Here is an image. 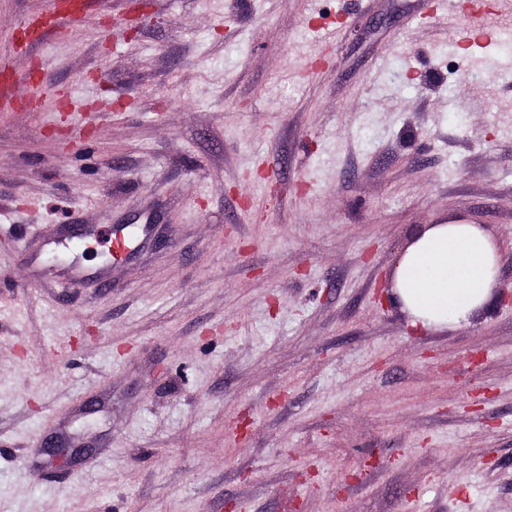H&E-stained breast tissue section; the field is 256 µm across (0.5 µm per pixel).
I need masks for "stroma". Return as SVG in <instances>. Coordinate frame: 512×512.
<instances>
[{
	"label": "stroma",
	"instance_id": "35a3bbf8",
	"mask_svg": "<svg viewBox=\"0 0 512 512\" xmlns=\"http://www.w3.org/2000/svg\"><path fill=\"white\" fill-rule=\"evenodd\" d=\"M75 6L0 0V512H512V56L436 0ZM454 216L499 285L414 329ZM500 256L480 224H428L397 257L393 300L416 329L468 323L498 286Z\"/></svg>",
	"mask_w": 512,
	"mask_h": 512
}]
</instances>
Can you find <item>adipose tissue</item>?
<instances>
[{"mask_svg": "<svg viewBox=\"0 0 512 512\" xmlns=\"http://www.w3.org/2000/svg\"><path fill=\"white\" fill-rule=\"evenodd\" d=\"M501 245L482 225H426L399 254L393 299L413 328L468 322L498 286Z\"/></svg>", "mask_w": 512, "mask_h": 512, "instance_id": "1", "label": "adipose tissue"}]
</instances>
